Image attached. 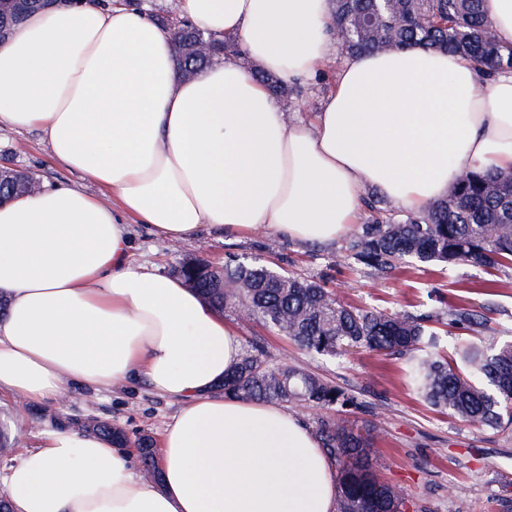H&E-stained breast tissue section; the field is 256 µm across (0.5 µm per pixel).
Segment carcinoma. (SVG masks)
Segmentation results:
<instances>
[{"label":"carcinoma","instance_id":"1","mask_svg":"<svg viewBox=\"0 0 512 512\" xmlns=\"http://www.w3.org/2000/svg\"><path fill=\"white\" fill-rule=\"evenodd\" d=\"M336 35L348 54L399 51L419 47L468 57L483 76L512 70V46L499 42L483 10V0H333ZM172 30L179 72L197 75L224 53L241 54L238 42L222 41L186 20L166 22ZM199 42L212 46L206 57L192 54ZM250 74L278 98L298 100L301 91L285 86L261 70ZM39 181L15 167L0 169V200L28 193ZM381 197L368 193L366 224L350 238L336 261L349 257L379 275L412 261L421 266L443 264L492 269L512 267V173L468 171L448 195L421 212L385 217ZM490 224L498 233L487 234ZM176 273L201 296L241 323H260L313 354L336 358L354 348L407 361L415 392L432 408L477 429L512 427V341L485 339L486 324L469 310L443 317L369 311L339 300L320 282L261 265L232 259L217 269L204 259L183 262ZM464 335L457 359L438 355L447 328ZM221 391L295 408H317L316 435L323 453L338 467L336 512H404L406 495L375 472L369 433L354 429L341 412L361 407L354 395L304 369L267 363L259 346L246 350L224 377ZM93 432L119 449L128 447L125 430L98 422ZM135 450L143 473L157 479L155 440L142 434Z\"/></svg>","mask_w":512,"mask_h":512}]
</instances>
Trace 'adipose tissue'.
<instances>
[{
  "label": "adipose tissue",
  "instance_id": "1",
  "mask_svg": "<svg viewBox=\"0 0 512 512\" xmlns=\"http://www.w3.org/2000/svg\"><path fill=\"white\" fill-rule=\"evenodd\" d=\"M181 9L243 56L180 79L169 30L117 0L36 11L0 42V125L39 130L100 189L0 204V395L57 404L72 386L142 380L182 404L155 482L106 438L47 426L0 472L13 512H334L317 436L279 405L216 391L241 356L237 327L132 261L131 224L170 242L264 230L326 244L352 230L367 190L417 211L463 172H512L511 71L483 82L467 59L420 48L338 58L332 0ZM335 58L305 123L242 65L288 85Z\"/></svg>",
  "mask_w": 512,
  "mask_h": 512
}]
</instances>
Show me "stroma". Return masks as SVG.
Listing matches in <instances>:
<instances>
[{
    "instance_id": "35a3bbf8",
    "label": "stroma",
    "mask_w": 512,
    "mask_h": 512,
    "mask_svg": "<svg viewBox=\"0 0 512 512\" xmlns=\"http://www.w3.org/2000/svg\"><path fill=\"white\" fill-rule=\"evenodd\" d=\"M335 77L336 68L330 65L302 82L303 96L289 110V119L309 120ZM1 156L37 173L44 185L98 191L55 161L39 131L0 125ZM132 244L138 262L168 274L189 258L221 266L239 256L320 280L340 300L361 308L412 314L469 309L487 319L490 335L512 339V269L485 272L460 265L448 271L402 264L379 278L356 260L337 262L336 245L302 244L262 231L222 241L203 237L171 243L137 224ZM240 333L243 348L263 342L270 365L308 370L362 402V409L348 418L370 429L379 478L404 490L417 512H512V432L479 431L434 411L408 384L404 359L361 351L336 359L320 357L255 323L241 326ZM179 408L178 401L155 394L142 381L98 395L74 388L61 407L33 406L22 397L4 395L0 431L14 437L18 452L33 447L47 417L57 414L91 415L130 435L156 438Z\"/></svg>"
}]
</instances>
